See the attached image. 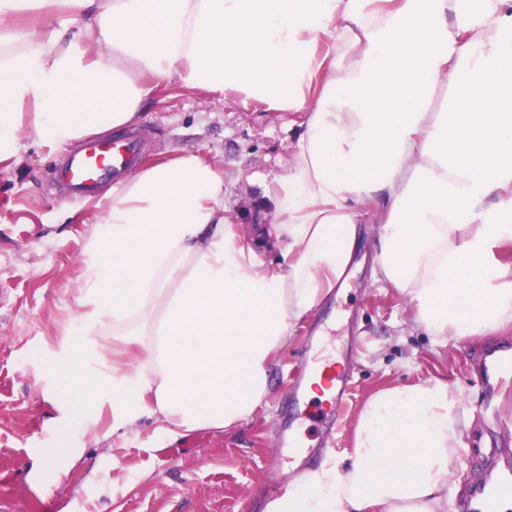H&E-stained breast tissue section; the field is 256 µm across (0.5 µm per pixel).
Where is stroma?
I'll return each instance as SVG.
<instances>
[{
    "label": "stroma",
    "mask_w": 512,
    "mask_h": 512,
    "mask_svg": "<svg viewBox=\"0 0 512 512\" xmlns=\"http://www.w3.org/2000/svg\"><path fill=\"white\" fill-rule=\"evenodd\" d=\"M144 159L180 149L224 158V204L236 231L260 260L277 259L258 234L265 221L262 185L285 174L297 127L235 96L217 101L172 85L159 92L138 126ZM21 161L0 162V512H266L268 483L291 485L306 449L321 436L297 424L300 447L282 442L278 407L287 377L314 342L350 369L347 408L328 455L345 457L354 426L378 389L439 379L470 417L448 487L449 512H463V487L498 449H512V399L493 395L480 367L490 348L512 349V328L442 346L413 327L403 299L372 275L374 241L365 239L326 305L310 314L275 358L266 400L230 432L196 430L168 443L143 418L112 427V407L73 409L62 420L56 398L70 393L52 368L70 353L86 313L87 245L99 217L92 198L66 199L53 169L69 151L34 145L20 132ZM73 455L46 465L47 449Z\"/></svg>",
    "instance_id": "stroma-1"
}]
</instances>
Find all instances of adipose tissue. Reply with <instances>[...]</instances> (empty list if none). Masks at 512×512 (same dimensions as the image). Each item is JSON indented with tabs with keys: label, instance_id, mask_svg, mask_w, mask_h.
Listing matches in <instances>:
<instances>
[{
	"label": "adipose tissue",
	"instance_id": "1",
	"mask_svg": "<svg viewBox=\"0 0 512 512\" xmlns=\"http://www.w3.org/2000/svg\"><path fill=\"white\" fill-rule=\"evenodd\" d=\"M304 114L265 185L259 261L198 150L136 165L99 197L83 335L131 354L111 380L61 371L112 424L175 439L231 431L269 393L274 357L342 280L374 273L440 344L512 325V0H0V162L27 129L61 145L138 123L171 83ZM467 414L440 380L386 386L347 463L302 473L267 512H448Z\"/></svg>",
	"mask_w": 512,
	"mask_h": 512
}]
</instances>
